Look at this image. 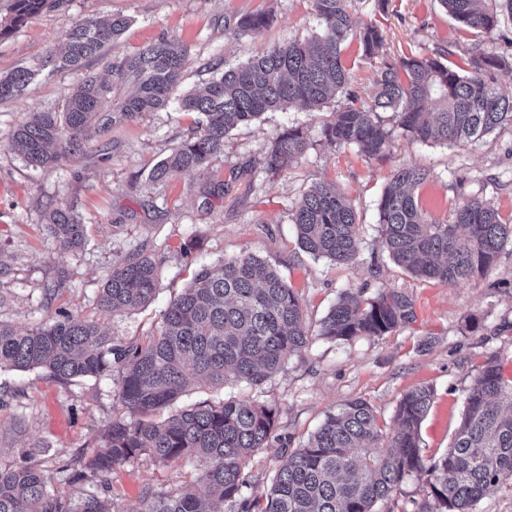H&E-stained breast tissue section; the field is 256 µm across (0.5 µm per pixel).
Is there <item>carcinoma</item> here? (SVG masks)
Returning a JSON list of instances; mask_svg holds the SVG:
<instances>
[{
  "label": "carcinoma",
  "mask_w": 512,
  "mask_h": 512,
  "mask_svg": "<svg viewBox=\"0 0 512 512\" xmlns=\"http://www.w3.org/2000/svg\"><path fill=\"white\" fill-rule=\"evenodd\" d=\"M47 0H14L13 16L0 22V38L10 34ZM322 33L255 54L215 76L200 93L178 99L181 110L200 116L199 126L150 173L156 181L208 164L224 152V137L266 112L299 105L318 111L340 94L345 103L324 123L326 141L355 147L369 157L390 151L396 130L412 141L450 147L476 143L512 126V95L501 93L497 73L512 59L481 51L461 64L443 54L382 55L384 37L373 22L355 18L354 0H310ZM458 28L491 32L512 0H439ZM273 21L269 13L226 21L237 39L251 37ZM130 24L122 14L86 18L65 35L64 51L30 67L0 75V102L18 100L43 72H83L79 90L58 111L34 112L11 133L8 147L27 165L44 167L63 154L81 152L86 131L107 133L143 112L166 107L181 80L187 52L162 38L137 52L114 57L108 70L131 84L134 94L110 106L113 85L89 65L105 57L108 46ZM357 42L361 57L378 64L374 90L366 102L349 89L350 68L343 48ZM392 113L388 129L380 113ZM309 142L298 127L284 129L264 158L278 173L301 159ZM429 172L404 164L390 177L378 203V223L389 256L412 274L454 286L484 276L507 246L512 224L486 200L459 201L446 215L426 211L415 195ZM45 218L58 250L80 249L86 227L68 208L49 209ZM302 250L338 264H350L358 252V224L351 202L334 188L313 186L291 216ZM155 263L130 255L113 268L99 293L105 312L133 311L152 301ZM414 319L408 296L381 292L363 300L340 293L323 319L318 336L350 341L377 337ZM295 289L264 260L249 254L202 268L162 313L156 335L146 344H124L98 324L64 312L47 322L18 330L0 323V370L43 368L69 383L88 377H115V397L131 413L174 411L159 422H114L101 445L54 469L23 448L19 458L0 457V512H120L108 495L112 470L142 457L159 464L194 458L204 466L200 487L173 491L146 487L142 512H251L244 470L267 447L277 424V409L248 399L207 400L178 407L191 387L222 386L227 378L254 386L274 376L310 342ZM434 391L418 387L399 400L392 430L380 425L371 405L361 399L327 416L308 443L294 449L277 469L262 512H374L411 476L421 480L434 501L431 512H475L478 503L512 478V385L493 361L479 371L448 451L427 461L420 449V427ZM387 448L374 453V448ZM65 474L70 485L90 480L102 490L75 496L54 486Z\"/></svg>",
  "instance_id": "1"
}]
</instances>
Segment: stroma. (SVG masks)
<instances>
[{"mask_svg": "<svg viewBox=\"0 0 512 512\" xmlns=\"http://www.w3.org/2000/svg\"><path fill=\"white\" fill-rule=\"evenodd\" d=\"M268 11L273 23L260 33L233 39L224 20ZM358 16L383 32L392 57L422 50L448 53L461 62L472 49L512 57V20L489 33H467L438 0H386L383 11L359 0ZM123 14L131 19L111 46L130 54L166 37L183 43L189 62L176 95L202 88L214 65L229 68L263 49L321 32L309 0H61L0 39V74L60 53L66 32L78 21ZM81 74L43 71L22 99L0 103V322L19 330L62 310L99 324L125 343H145L159 328L169 302L199 269L254 254L274 266L300 297L314 335L302 351L262 385L245 381L221 389L193 390L182 404L217 403L235 397L273 405L278 427L246 473L249 494L260 498L281 461L307 443L327 415L349 400L370 403L391 423L401 397L429 386L433 403L420 428L424 459L449 448L468 390L487 360L512 382V249L500 255L486 277L454 286L422 279L398 266L380 244L377 204L390 176L404 164L425 168L430 179L419 191L424 209L443 215L465 196L490 201L512 217V128L464 148L417 144L399 136L389 152L367 157L358 149L329 145L326 113L297 108L268 112L255 124L231 130L224 151L205 168L164 182L150 170L197 127L198 116L177 104L147 112L105 134H90L83 153L63 156L46 168L29 167L8 147L12 130L30 113L60 109ZM288 126L303 130L310 148L297 163L273 174L262 160ZM335 186L352 202L359 224L355 261L337 264L303 252L290 215L315 183ZM224 191L203 206V189ZM73 208L87 226L81 249L60 253L46 228L47 206ZM151 256L158 268L157 292L147 307L109 314L98 294L120 260ZM370 299L383 290L407 294L414 320L380 337L334 341L318 336L321 321L342 290ZM108 378L69 384L41 369L0 371V456L31 450L37 460L59 462L101 444L117 420H130ZM196 460L159 464L141 459L113 470L110 492L121 512H140L142 490L169 491L195 483Z\"/></svg>", "mask_w": 512, "mask_h": 512, "instance_id": "stroma-1", "label": "stroma"}]
</instances>
